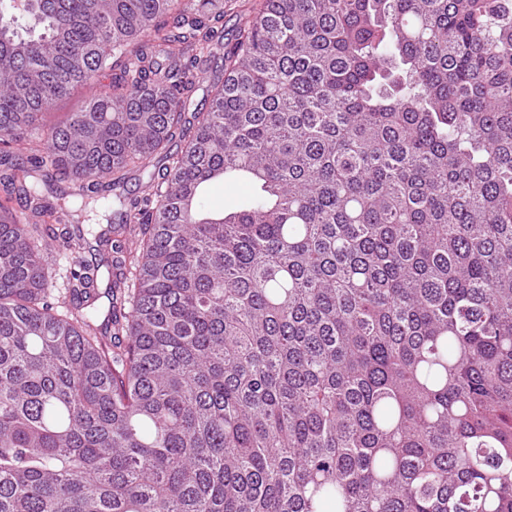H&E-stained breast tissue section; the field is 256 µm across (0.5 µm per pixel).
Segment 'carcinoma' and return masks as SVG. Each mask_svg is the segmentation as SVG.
Wrapping results in <instances>:
<instances>
[{
    "label": "carcinoma",
    "instance_id": "1",
    "mask_svg": "<svg viewBox=\"0 0 512 512\" xmlns=\"http://www.w3.org/2000/svg\"><path fill=\"white\" fill-rule=\"evenodd\" d=\"M240 8L0 0V512H512V0ZM245 1L248 8L242 14L232 11H229L226 15H224V42L234 41L235 34L237 29L244 24L246 18H248L249 11L253 12L258 11L263 6V0H239ZM90 95L91 93L87 90L75 89L68 96L58 100L42 115L41 126L46 130L66 124L74 112H81L85 109ZM243 186H227L223 183L213 184L205 195V202L211 210L234 211L243 198ZM72 255L73 254L66 251L59 242L54 243L48 251L47 261L48 264L56 271V278L59 286L62 285L63 281H66L65 275L69 274L70 269L73 267L70 264V257Z\"/></svg>",
    "mask_w": 512,
    "mask_h": 512
}]
</instances>
